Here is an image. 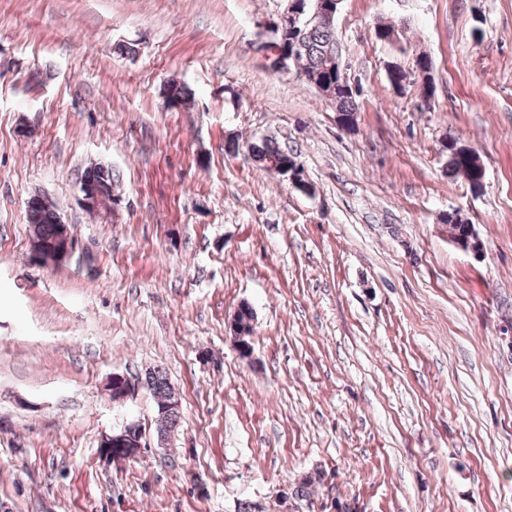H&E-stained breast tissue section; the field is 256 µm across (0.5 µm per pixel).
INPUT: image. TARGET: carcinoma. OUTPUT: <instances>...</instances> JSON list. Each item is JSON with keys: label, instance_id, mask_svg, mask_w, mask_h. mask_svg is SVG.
I'll list each match as a JSON object with an SVG mask.
<instances>
[{"label": "carcinoma", "instance_id": "1", "mask_svg": "<svg viewBox=\"0 0 512 512\" xmlns=\"http://www.w3.org/2000/svg\"><path fill=\"white\" fill-rule=\"evenodd\" d=\"M276 40L272 45L281 51H290L292 46H297L295 53L287 56L288 61L301 67V74L307 77H316L318 81L336 84L335 96L330 101L336 106L337 121L340 126L356 122L357 90L346 83V79L336 73L332 55L336 54L335 30L318 25L314 22L306 27L293 32L291 30H275ZM416 68L424 73L420 93L424 97L434 94L433 84L426 73L430 69V61L425 57L416 60ZM190 99L188 88L181 84H173L167 92L168 106L187 107ZM448 174L455 178L464 179L471 191H478L482 187L483 168L476 153L459 144L458 139L448 140ZM251 156L259 169L274 173L295 163V158L281 150L273 139L265 138L260 142L250 145ZM120 174L112 168L98 164L87 167L80 177V185L91 192L103 195L107 199L114 198L115 187L119 182ZM28 222L31 224V239L43 243H53L61 235L63 226L59 222L57 208L52 203H41L31 200L28 203ZM448 224V233L451 236L465 238L472 233V225L464 221L456 212H450L444 218ZM145 390L153 397L156 406L166 404L173 397V387L167 375L160 369H149L144 373ZM161 424L157 428V434L168 438L170 432L177 427L181 417V410H170L160 413Z\"/></svg>", "mask_w": 512, "mask_h": 512}]
</instances>
